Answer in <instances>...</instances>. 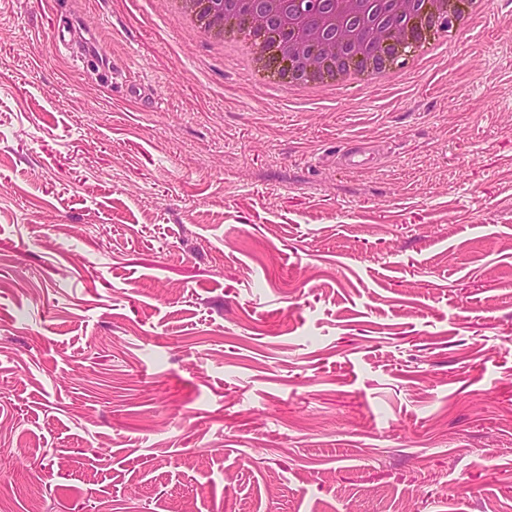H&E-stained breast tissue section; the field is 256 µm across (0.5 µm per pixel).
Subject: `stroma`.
<instances>
[{"mask_svg": "<svg viewBox=\"0 0 512 512\" xmlns=\"http://www.w3.org/2000/svg\"><path fill=\"white\" fill-rule=\"evenodd\" d=\"M84 505L512 512V0L337 94L0 0V512Z\"/></svg>", "mask_w": 512, "mask_h": 512, "instance_id": "stroma-1", "label": "stroma"}]
</instances>
